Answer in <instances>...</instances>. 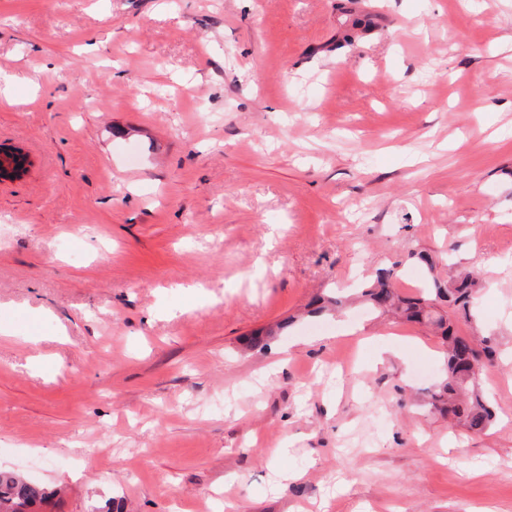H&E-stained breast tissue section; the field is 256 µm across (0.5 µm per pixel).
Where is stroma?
<instances>
[{"label": "stroma", "instance_id": "35a3bbf8", "mask_svg": "<svg viewBox=\"0 0 512 512\" xmlns=\"http://www.w3.org/2000/svg\"><path fill=\"white\" fill-rule=\"evenodd\" d=\"M1 149L0 470L52 512H512V0H0ZM420 251L480 276L485 434L431 329L304 313Z\"/></svg>", "mask_w": 512, "mask_h": 512}]
</instances>
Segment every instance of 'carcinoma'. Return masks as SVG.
<instances>
[{"label":"carcinoma","mask_w":512,"mask_h":512,"mask_svg":"<svg viewBox=\"0 0 512 512\" xmlns=\"http://www.w3.org/2000/svg\"><path fill=\"white\" fill-rule=\"evenodd\" d=\"M410 258L424 265L428 274L417 295H402L398 291L402 276L400 261L377 268L369 280L354 289V294L375 313L392 314L402 321L426 325L440 336L445 347V378L429 391L427 406L431 412L480 434L496 418L477 383L481 365L495 353V343L483 336L477 339V347H469L467 337L455 329L447 312L450 308L463 312L466 318L470 316L477 278L470 273H450L444 279L435 273L436 262L431 255L418 252ZM343 304L344 296L335 291L315 300L314 313ZM51 498L52 493L45 487L27 482L14 472L0 470V512H40Z\"/></svg>","instance_id":"cac0c4a2"}]
</instances>
